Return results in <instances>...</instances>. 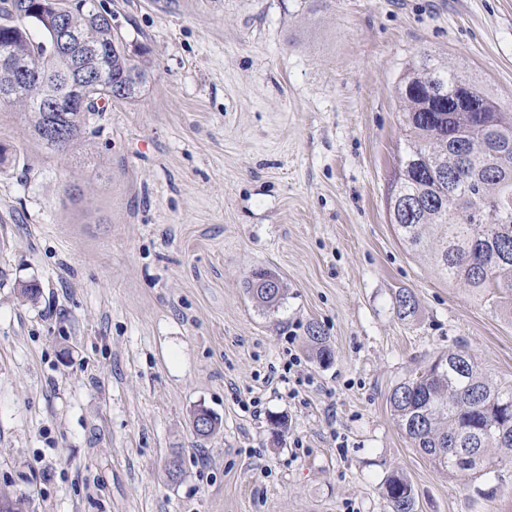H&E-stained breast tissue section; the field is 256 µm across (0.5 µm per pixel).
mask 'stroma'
Returning a JSON list of instances; mask_svg holds the SVG:
<instances>
[{
    "mask_svg": "<svg viewBox=\"0 0 512 512\" xmlns=\"http://www.w3.org/2000/svg\"><path fill=\"white\" fill-rule=\"evenodd\" d=\"M95 3L152 64L138 101L61 153L0 107V492L26 512H386L399 472L418 512H512L496 449L449 475L388 401L459 345L511 382L512 313L409 253L387 211L404 72L428 51L512 108V0ZM262 267L286 285L271 310L243 288Z\"/></svg>",
    "mask_w": 512,
    "mask_h": 512,
    "instance_id": "35a3bbf8",
    "label": "stroma"
}]
</instances>
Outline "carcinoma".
Here are the masks:
<instances>
[{
  "mask_svg": "<svg viewBox=\"0 0 512 512\" xmlns=\"http://www.w3.org/2000/svg\"><path fill=\"white\" fill-rule=\"evenodd\" d=\"M23 0H0V55L22 58L30 72L49 77L71 70V54L54 50V19L31 23L19 15ZM83 9L66 15L67 25L82 33L96 49L89 67L98 70L88 88L86 111L43 112L33 101L46 95L49 85L34 83L13 102L35 138L43 137L52 120L65 127L68 142L78 139L89 120L104 111L105 102H135L147 84L151 67L126 50L112 32L109 18L95 11L90 0ZM41 32L31 36L30 29ZM142 84L124 95L114 88L128 74ZM469 88L482 104L479 112L445 110L442 101ZM405 129V149L391 184L389 219L407 250L428 255L452 283L468 288L497 308L512 302V151L493 159L480 148V126L490 125L501 144L512 146V110L473 79L458 74L429 53H422L402 78L399 90ZM473 145L467 164L460 162L454 143ZM250 299L272 309L284 296V282L272 270L260 269L244 280ZM399 316L415 309V298L401 291L396 298ZM311 345L321 361L331 359L327 337L312 330ZM449 363L435 359L417 377L398 384L388 400L400 429L412 447L436 467L454 474L481 475L485 452L496 448L499 462L512 466V383H497L482 373L478 362L459 345L448 350ZM387 512H417L411 482L392 474L384 490Z\"/></svg>",
  "mask_w": 512,
  "mask_h": 512,
  "instance_id": "cac0c4a2",
  "label": "carcinoma"
}]
</instances>
